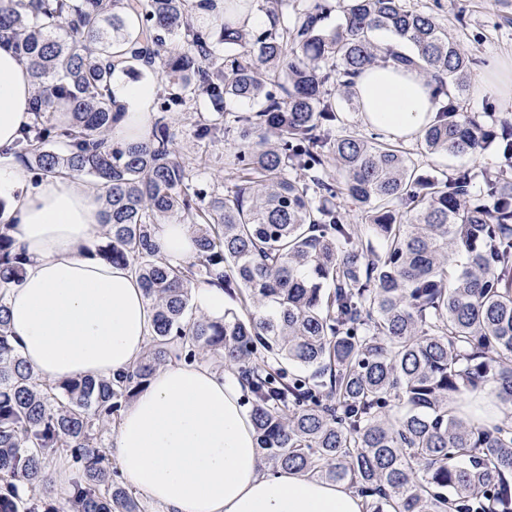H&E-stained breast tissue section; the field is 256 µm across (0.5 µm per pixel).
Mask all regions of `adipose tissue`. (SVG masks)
I'll use <instances>...</instances> for the list:
<instances>
[{
    "instance_id": "adipose-tissue-1",
    "label": "adipose tissue",
    "mask_w": 512,
    "mask_h": 512,
    "mask_svg": "<svg viewBox=\"0 0 512 512\" xmlns=\"http://www.w3.org/2000/svg\"><path fill=\"white\" fill-rule=\"evenodd\" d=\"M363 123L393 139H411L436 118L434 87L417 72L385 63L354 79ZM155 87L114 89L126 115L113 131L122 144L150 132ZM28 63L0 49V223L27 256L16 285L0 290L9 331L24 360L45 381L111 378L142 354L150 312L132 271L96 259L102 230L99 190L74 177H29L8 149L31 120ZM165 261L188 264L197 246L184 224H161ZM243 389L201 364L171 363L123 411L113 451L129 484L166 512H363L346 485L258 466Z\"/></svg>"
}]
</instances>
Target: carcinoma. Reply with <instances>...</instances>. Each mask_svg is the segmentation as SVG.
<instances>
[{"label":"carcinoma","instance_id":"obj_1","mask_svg":"<svg viewBox=\"0 0 512 512\" xmlns=\"http://www.w3.org/2000/svg\"><path fill=\"white\" fill-rule=\"evenodd\" d=\"M402 2L342 0L329 29L330 0H299L290 14L283 0H227L211 24L193 0H0V46L29 63L34 85L12 153L41 178L67 172L104 190L106 243L94 256L135 272L152 317L127 371L50 384L22 359L0 303V512H142L107 435L158 369L202 356L237 371L261 469L346 484L363 512H512V416L452 406L488 388L512 409V138L498 144L503 166L424 174L402 143L362 136L340 108L358 110L359 71L416 69L438 99L418 149L483 155L492 129L448 97L466 89L474 59ZM255 6L258 30L238 22ZM168 43L175 82L154 99L151 135L114 144L125 112L115 72L141 73ZM199 92L264 100L198 120L201 140L234 134L221 194L195 184L167 122ZM58 111L66 122H50ZM339 196L380 245L362 239ZM163 218L197 242L184 267L160 255ZM25 262L0 224V289ZM204 283L242 312L195 314ZM59 460L70 471L60 504Z\"/></svg>","mask_w":512,"mask_h":512}]
</instances>
